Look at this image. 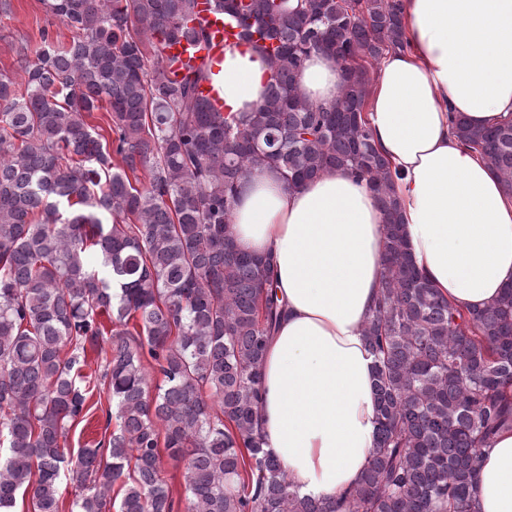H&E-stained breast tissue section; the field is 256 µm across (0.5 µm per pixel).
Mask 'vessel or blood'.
<instances>
[{"mask_svg": "<svg viewBox=\"0 0 512 512\" xmlns=\"http://www.w3.org/2000/svg\"><path fill=\"white\" fill-rule=\"evenodd\" d=\"M188 25L192 28H205L208 38L201 42L183 39L164 49L166 67L180 76L200 67L217 69L224 59L225 45L240 39V27L217 12L213 7V0H198L196 11Z\"/></svg>", "mask_w": 512, "mask_h": 512, "instance_id": "1", "label": "vessel or blood"}]
</instances>
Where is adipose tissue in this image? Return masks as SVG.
Here are the masks:
<instances>
[{
  "label": "adipose tissue",
  "instance_id": "obj_1",
  "mask_svg": "<svg viewBox=\"0 0 512 512\" xmlns=\"http://www.w3.org/2000/svg\"><path fill=\"white\" fill-rule=\"evenodd\" d=\"M409 46L381 59L366 102L374 138L397 173L403 230L416 268L454 306L478 309L512 283V195L456 136L512 118V0H404ZM271 69L262 52L224 50V109L252 112ZM302 92L331 104L335 56L317 52ZM236 247L273 256L286 311L270 337L258 421L264 446L302 493L336 497L372 453L373 358L363 326L381 287L383 215L350 170L332 168L297 190L267 167L242 181L226 228ZM475 512H512V430L486 450Z\"/></svg>",
  "mask_w": 512,
  "mask_h": 512
}]
</instances>
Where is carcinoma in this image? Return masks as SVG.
I'll return each mask as SVG.
<instances>
[{
  "label": "carcinoma",
  "instance_id": "1",
  "mask_svg": "<svg viewBox=\"0 0 512 512\" xmlns=\"http://www.w3.org/2000/svg\"><path fill=\"white\" fill-rule=\"evenodd\" d=\"M42 3L70 40L44 28L35 47L21 43L19 72H0V512L27 492L34 512H59L64 478L79 489L74 512H110L119 479V512H174L162 447L188 459L185 512H472L483 451L512 428V286L463 310L410 258L364 113L366 64L406 45L403 0H321L317 14L300 0H215L272 68L263 104L236 114L200 94L205 71L164 69L167 44L208 38L186 27L197 0ZM319 51L343 71L328 106L297 82ZM100 109L105 135L86 121ZM452 125L512 192V121ZM262 166L290 190L348 168L383 214L380 297L363 329L375 446L344 499L300 494L256 430L283 311L272 256L238 250L225 229ZM106 335L116 429L67 455V426L89 412L81 364ZM149 359L163 375L153 397Z\"/></svg>",
  "mask_w": 512,
  "mask_h": 512
}]
</instances>
